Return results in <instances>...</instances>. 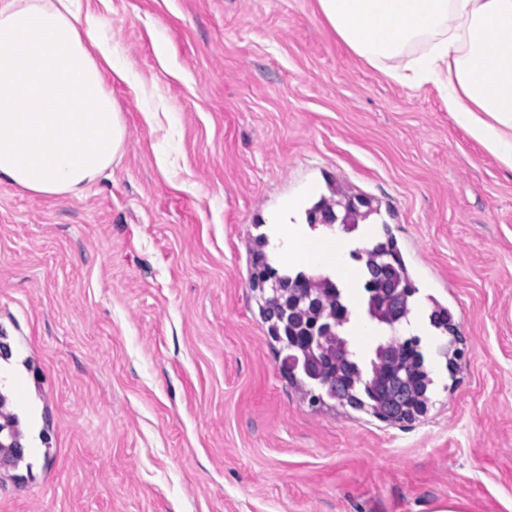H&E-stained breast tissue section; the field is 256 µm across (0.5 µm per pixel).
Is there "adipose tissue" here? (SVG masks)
Listing matches in <instances>:
<instances>
[{"instance_id":"obj_1","label":"adipose tissue","mask_w":512,"mask_h":512,"mask_svg":"<svg viewBox=\"0 0 512 512\" xmlns=\"http://www.w3.org/2000/svg\"><path fill=\"white\" fill-rule=\"evenodd\" d=\"M75 0H0V182L80 197L120 161L112 47ZM358 57L444 93L456 123L512 169V0H319Z\"/></svg>"}]
</instances>
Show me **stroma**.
Here are the masks:
<instances>
[{
  "mask_svg": "<svg viewBox=\"0 0 512 512\" xmlns=\"http://www.w3.org/2000/svg\"><path fill=\"white\" fill-rule=\"evenodd\" d=\"M126 76L107 86L126 146L82 197L0 183V512H512V170L336 36L318 0H80ZM370 199L416 292L426 413L383 422L313 406L282 370L249 249L367 246L308 210ZM347 345L379 335L363 278ZM446 307L461 354L430 323ZM33 412L13 415L9 371Z\"/></svg>",
  "mask_w": 512,
  "mask_h": 512,
  "instance_id": "stroma-1",
  "label": "stroma"
}]
</instances>
